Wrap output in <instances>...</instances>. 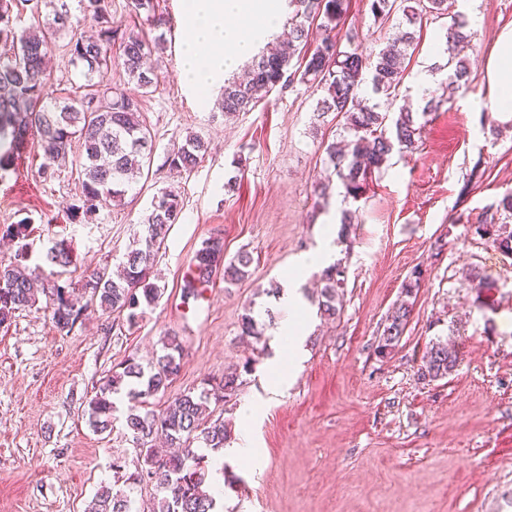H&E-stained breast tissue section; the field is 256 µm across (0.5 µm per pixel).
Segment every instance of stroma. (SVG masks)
Wrapping results in <instances>:
<instances>
[{
	"label": "stroma",
	"mask_w": 512,
	"mask_h": 512,
	"mask_svg": "<svg viewBox=\"0 0 512 512\" xmlns=\"http://www.w3.org/2000/svg\"><path fill=\"white\" fill-rule=\"evenodd\" d=\"M453 8L473 33L463 51L468 79L429 116L418 149L393 153L357 200L328 177L322 144L340 127L332 114L314 119L323 95L315 83L294 79L233 116L219 108L221 87L208 105L198 103L177 69L182 0L155 2L170 26L153 58L162 81L141 98L154 150L148 176L122 205L71 223L81 191L74 163L44 179L37 137H26L0 181V224L35 218L34 257L65 239L77 271L112 273L159 191L176 189L182 212L156 255L164 293L137 326L91 307L64 333L41 305L0 328V512H84L99 484L111 482L113 454L136 460L122 426L92 431L87 405L127 357L152 361L171 333L182 341L183 368L154 404L251 365L231 400L213 407L230 448L242 435V405L257 409V461L228 458L208 468L219 512H512V255L470 229L512 190V123L492 112L485 77L487 58L512 28V0H455ZM401 19L374 21L368 0H349L335 29L312 22L309 41L352 38L372 57ZM450 23L444 15L424 24L399 99L420 101L414 79L422 72L433 76L430 93L442 94L447 57L437 45ZM190 133L207 141V155L193 170H170L169 151ZM345 210L354 217L348 238L325 242L323 225ZM211 237L223 239L225 258L244 249L253 263L248 278L216 281L195 301L183 293V274ZM323 247L348 270L342 308L321 316L316 279L307 276L300 288L309 312L306 356L292 384L271 393L272 331L283 313L267 289ZM416 269L422 276L410 321L395 350L380 357L387 318ZM474 273L493 286L485 299ZM248 307L262 342L240 333ZM438 338L454 344L458 365L444 378L421 379L422 357Z\"/></svg>",
	"instance_id": "stroma-1"
}]
</instances>
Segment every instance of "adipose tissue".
Masks as SVG:
<instances>
[{"instance_id":"obj_1","label":"adipose tissue","mask_w":512,"mask_h":512,"mask_svg":"<svg viewBox=\"0 0 512 512\" xmlns=\"http://www.w3.org/2000/svg\"><path fill=\"white\" fill-rule=\"evenodd\" d=\"M285 0H184L187 41L178 61L181 77L200 104H208L211 91L225 72L235 70L251 57L257 41L278 27ZM501 49L489 57L486 79L495 96L500 120H512V29L499 38ZM326 253L305 254L299 273L288 276L280 304L284 317L275 334L288 359H295L299 327L295 319L303 306L298 291L301 271L323 267Z\"/></svg>"}]
</instances>
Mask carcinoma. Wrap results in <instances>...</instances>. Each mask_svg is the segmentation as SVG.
Wrapping results in <instances>:
<instances>
[{
    "label": "carcinoma",
    "mask_w": 512,
    "mask_h": 512,
    "mask_svg": "<svg viewBox=\"0 0 512 512\" xmlns=\"http://www.w3.org/2000/svg\"><path fill=\"white\" fill-rule=\"evenodd\" d=\"M23 2L31 4L35 14L43 3L53 6L52 20L17 27L13 7ZM79 2L83 20L96 24L94 36L78 32L66 0H0V46L4 48L0 55V181L6 178L14 149L33 129L39 134L38 146L48 161L66 160L72 144H79L81 192L70 208L73 223L122 201L151 162L150 133L140 100L109 88L103 90L96 81L112 66V42L120 41L119 59L128 80L144 91L160 82V75L147 67L146 61L165 43L161 34L151 39L113 25L107 0ZM289 5L294 7V15L288 40L255 55L247 81L224 85L219 107L226 114L251 111L258 103V92L287 86L291 61L295 54H303V76L312 77L323 90L316 104L317 116L334 112L343 118L346 136L326 143L324 152L345 193L356 199L394 149L402 152L417 148L424 127L420 119L441 105L433 97L424 98L415 109L409 106L391 113L409 50L419 42L422 20L428 15L448 14V0H371L374 19H387L400 10L410 25L399 40L381 49L373 60L356 47L343 50L328 38L313 48L308 44V22L319 18L324 27H337L347 13L348 0H289ZM468 27L465 15L456 14L446 32L445 89L450 92L460 88L469 73L467 60L461 56L471 41ZM64 35L68 36L65 47L70 63L80 70L87 92L60 105L50 91L47 62ZM207 150L204 139L188 134L168 153L166 163L172 169L190 171L202 162ZM180 213L179 193L161 191L143 219L133 247L123 256L122 274L115 280L101 270L83 275L81 288L90 302L105 312L118 314L128 326H136L145 309L161 298L162 289L152 282L156 255ZM32 224L29 217L18 224H0V238L17 246L13 260L7 265L0 263V327L10 325L17 310L36 306L43 295L49 299L54 328L68 332L84 310L73 299L72 283L62 280L76 263L73 247L64 240L57 241L47 249L43 263L30 266L27 239L33 232ZM472 229L493 248L512 255V192L487 206ZM223 259L224 242L218 238L207 241L185 272L186 295L195 298L212 287L221 266L227 284L248 277L253 262L249 253L241 252L225 265ZM420 278L421 271L416 269L402 286L405 300L392 311L377 346L382 357L395 350L405 332L413 311L408 298ZM320 280L318 311L334 317L343 301L346 267L339 260L321 271ZM241 335L261 340L262 331L249 311L242 315ZM163 348L164 353L146 367L134 357L125 359L122 370L113 372L88 403L89 426L103 434L113 429L116 420L114 396L126 391L135 405L127 412L124 428L141 462L131 472L125 456H113V483L100 486L86 512H140L132 494L143 483L154 484L157 491L150 512H216V499L205 490V451L222 450L229 434L224 419L212 418L210 404L223 402L238 391L240 372L235 369L218 381H207L197 393L179 394L157 412L149 406L148 398L166 392L182 370L178 338L166 337ZM457 363V351L436 340L427 347L421 376L432 380L445 377Z\"/></svg>",
    "instance_id": "cac0c4a2"
}]
</instances>
